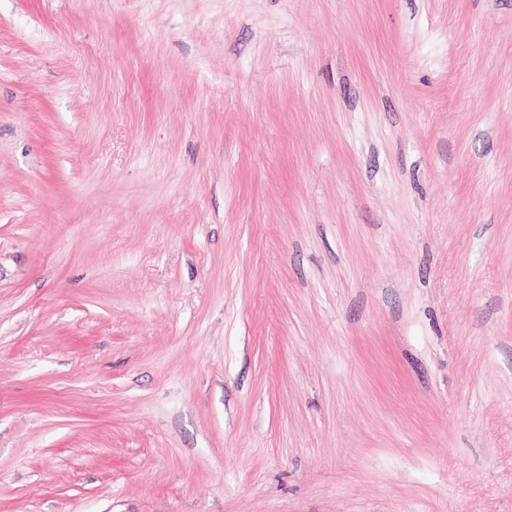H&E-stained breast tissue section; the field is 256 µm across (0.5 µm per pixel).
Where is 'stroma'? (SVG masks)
Wrapping results in <instances>:
<instances>
[{"label":"stroma","instance_id":"obj_1","mask_svg":"<svg viewBox=\"0 0 512 512\" xmlns=\"http://www.w3.org/2000/svg\"><path fill=\"white\" fill-rule=\"evenodd\" d=\"M0 512H512V0H0Z\"/></svg>","mask_w":512,"mask_h":512}]
</instances>
